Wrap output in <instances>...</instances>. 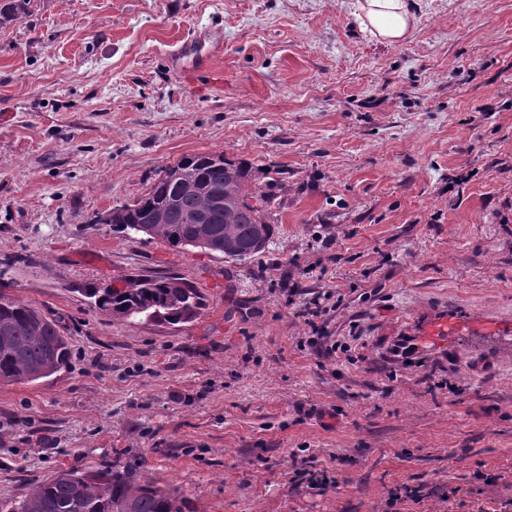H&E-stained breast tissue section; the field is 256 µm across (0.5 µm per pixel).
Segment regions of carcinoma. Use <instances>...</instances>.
I'll return each instance as SVG.
<instances>
[{
  "mask_svg": "<svg viewBox=\"0 0 512 512\" xmlns=\"http://www.w3.org/2000/svg\"><path fill=\"white\" fill-rule=\"evenodd\" d=\"M33 0H0V26L32 10ZM184 171L195 182L183 192L174 173ZM269 199L248 189V166L220 153H197L165 168L148 192L115 210L112 223L119 233L158 237L185 248L201 235L194 222L210 212L207 240L201 248L232 261H244L264 251L271 237L267 221ZM104 314L130 324L142 321L188 323L203 308L199 290L177 275L133 278L121 291L91 292ZM70 349L58 322L31 304L0 289V380L34 382L63 369ZM187 499L134 471L100 473L61 471L37 485L12 506L11 512H186Z\"/></svg>",
  "mask_w": 512,
  "mask_h": 512,
  "instance_id": "carcinoma-1",
  "label": "carcinoma"
}]
</instances>
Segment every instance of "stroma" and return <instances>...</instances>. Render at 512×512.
I'll return each instance as SVG.
<instances>
[{
    "label": "stroma",
    "instance_id": "35a3bbf8",
    "mask_svg": "<svg viewBox=\"0 0 512 512\" xmlns=\"http://www.w3.org/2000/svg\"><path fill=\"white\" fill-rule=\"evenodd\" d=\"M409 2L393 44L357 0H36L0 26V287L71 348L0 381V508L111 466L189 512L512 499V0ZM208 26L215 76L173 72ZM205 152L269 198L263 252L102 223ZM168 274L202 293L193 321L85 295Z\"/></svg>",
    "mask_w": 512,
    "mask_h": 512
}]
</instances>
